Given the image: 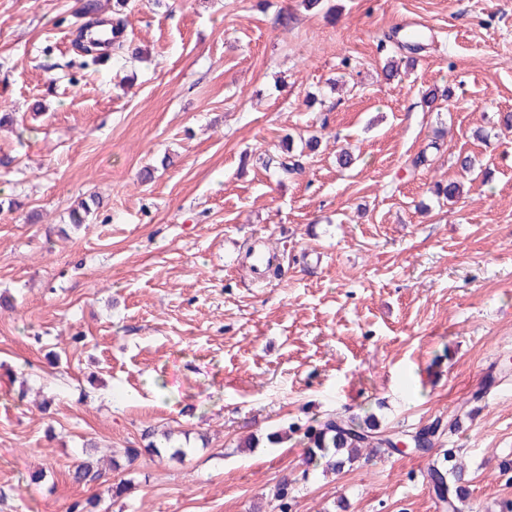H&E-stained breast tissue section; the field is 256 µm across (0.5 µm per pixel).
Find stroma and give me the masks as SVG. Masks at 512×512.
<instances>
[{
    "label": "stroma",
    "instance_id": "35a3bbf8",
    "mask_svg": "<svg viewBox=\"0 0 512 512\" xmlns=\"http://www.w3.org/2000/svg\"><path fill=\"white\" fill-rule=\"evenodd\" d=\"M75 4L0 0V114L18 118L0 127V200L17 202L0 210V512H280L284 481L290 512H444L419 453L325 475L300 437L239 445L326 413L441 421L461 512H501L512 0H135L140 55L95 73ZM412 22L428 44L388 75ZM288 134L319 146L283 182L262 159ZM450 180L461 196L437 199ZM250 245L276 249L279 277L252 281ZM165 431L182 459L143 453ZM89 441L122 497L71 482Z\"/></svg>",
    "mask_w": 512,
    "mask_h": 512
}]
</instances>
